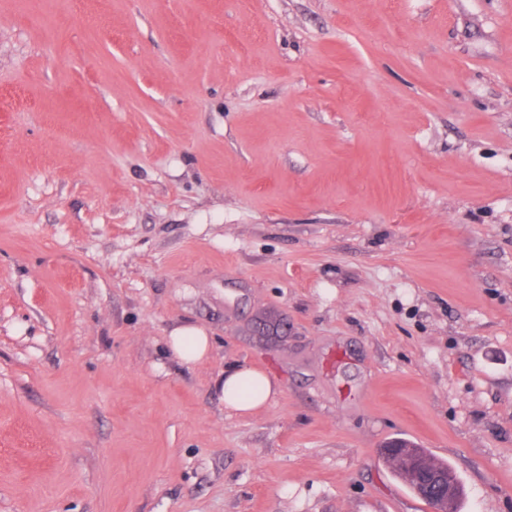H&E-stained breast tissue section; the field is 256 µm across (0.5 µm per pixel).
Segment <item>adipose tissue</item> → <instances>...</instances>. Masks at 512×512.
<instances>
[{
	"label": "adipose tissue",
	"instance_id": "1",
	"mask_svg": "<svg viewBox=\"0 0 512 512\" xmlns=\"http://www.w3.org/2000/svg\"><path fill=\"white\" fill-rule=\"evenodd\" d=\"M168 348L182 363L191 364L206 357L210 338L198 327L174 328L167 338ZM219 384L226 409L248 414L263 407L277 396V383L261 370L247 366H231L224 370Z\"/></svg>",
	"mask_w": 512,
	"mask_h": 512
}]
</instances>
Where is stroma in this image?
I'll return each mask as SVG.
<instances>
[{
	"label": "stroma",
	"instance_id": "stroma-1",
	"mask_svg": "<svg viewBox=\"0 0 512 512\" xmlns=\"http://www.w3.org/2000/svg\"><path fill=\"white\" fill-rule=\"evenodd\" d=\"M395 437L512 512V0H0V512H434ZM168 348L182 363H195L210 351V337L198 327H176L167 337ZM219 384L224 395V407L240 414L252 413L265 406L279 393L277 383L270 376L247 366L227 367ZM250 385L257 386V390H252Z\"/></svg>",
	"mask_w": 512,
	"mask_h": 512
}]
</instances>
